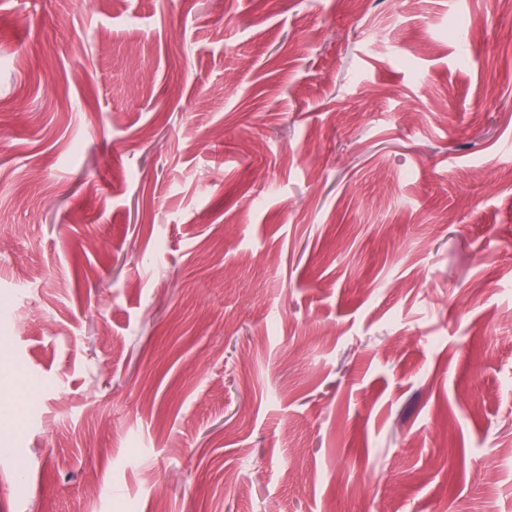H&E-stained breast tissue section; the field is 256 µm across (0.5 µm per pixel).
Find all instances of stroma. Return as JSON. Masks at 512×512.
<instances>
[{
  "label": "stroma",
  "mask_w": 512,
  "mask_h": 512,
  "mask_svg": "<svg viewBox=\"0 0 512 512\" xmlns=\"http://www.w3.org/2000/svg\"><path fill=\"white\" fill-rule=\"evenodd\" d=\"M0 389V512H512V13L0 0Z\"/></svg>",
  "instance_id": "obj_1"
}]
</instances>
